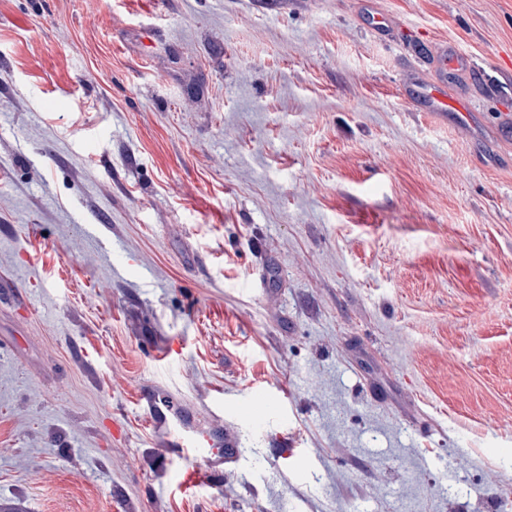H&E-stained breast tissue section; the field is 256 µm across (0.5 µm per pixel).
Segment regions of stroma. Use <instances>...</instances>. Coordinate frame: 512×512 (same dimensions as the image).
<instances>
[{"instance_id": "35a3bbf8", "label": "stroma", "mask_w": 512, "mask_h": 512, "mask_svg": "<svg viewBox=\"0 0 512 512\" xmlns=\"http://www.w3.org/2000/svg\"><path fill=\"white\" fill-rule=\"evenodd\" d=\"M510 492L512 0H0V512ZM426 103L427 112H448V93L445 88L433 85L419 90ZM419 96V97H420ZM139 405L145 412L146 425L164 437L168 448H178V453L183 455L187 448L202 445L198 435L190 432L194 421L178 402L143 389ZM274 401L266 392H258L252 396L247 405L238 406L236 404L231 407L238 410L245 418L255 421L268 415L270 404Z\"/></svg>"}]
</instances>
